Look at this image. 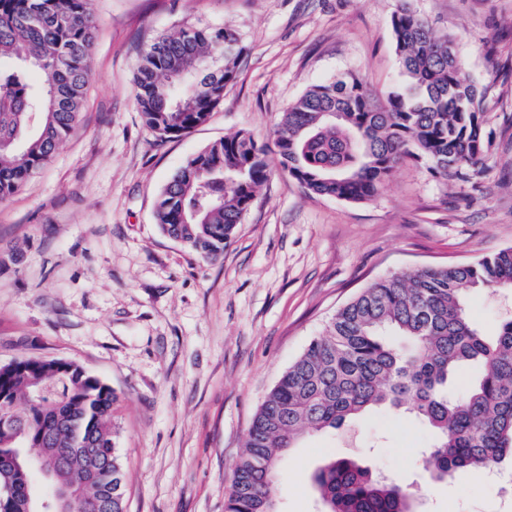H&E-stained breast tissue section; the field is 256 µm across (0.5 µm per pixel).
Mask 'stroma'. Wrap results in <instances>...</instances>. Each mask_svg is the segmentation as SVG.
<instances>
[{
  "label": "stroma",
  "mask_w": 512,
  "mask_h": 512,
  "mask_svg": "<svg viewBox=\"0 0 512 512\" xmlns=\"http://www.w3.org/2000/svg\"><path fill=\"white\" fill-rule=\"evenodd\" d=\"M454 36L484 93L483 175L443 181L408 160L371 200L307 193L274 168L217 261L165 235L161 188L185 159L240 131L271 143L311 85L350 71L383 94L399 79L397 0H94L92 74L53 157L0 202V365L65 359L112 386L126 512H224L248 429L281 374L361 288L393 272L467 264L512 247V0H411ZM236 31L247 56L209 120L158 140L134 100L142 54L187 27ZM489 328L512 295L467 296ZM428 428L377 406L303 436L273 485L279 512H319L313 477L355 457L418 479ZM414 512H500L480 471L422 485Z\"/></svg>",
  "instance_id": "obj_1"
}]
</instances>
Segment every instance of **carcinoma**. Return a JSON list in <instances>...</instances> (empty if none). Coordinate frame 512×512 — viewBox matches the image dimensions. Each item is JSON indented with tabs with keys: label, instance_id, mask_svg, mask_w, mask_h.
I'll use <instances>...</instances> for the list:
<instances>
[{
	"label": "carcinoma",
	"instance_id": "1",
	"mask_svg": "<svg viewBox=\"0 0 512 512\" xmlns=\"http://www.w3.org/2000/svg\"><path fill=\"white\" fill-rule=\"evenodd\" d=\"M401 81L384 96L352 72L311 86L274 130V149L239 132L190 156L156 204L163 232L210 260L224 255L259 187L269 152L307 192L347 203L376 196L405 159L422 160L443 180H475L493 138L483 96L465 76L450 34L439 35L409 0L392 16ZM96 30L92 0H0V198L18 192L53 156L81 114ZM246 54L226 27L161 35L138 67L135 101L147 128L177 138L203 124L224 100ZM512 291V247L476 263L398 272L363 288L283 372L247 434L224 512H277L271 484L306 433L340 428L367 408L414 413L434 433L424 476L448 482L512 459V316L491 334L466 311L468 290ZM481 375L464 393L451 388L463 364ZM39 384L46 393L35 405ZM117 396L98 377L59 359L0 366V455L32 447L69 448L71 462L44 480L83 487L90 512H125L115 448ZM96 448L112 480L82 486ZM325 512H412L414 487L377 477L354 459L318 469Z\"/></svg>",
	"mask_w": 512,
	"mask_h": 512
}]
</instances>
